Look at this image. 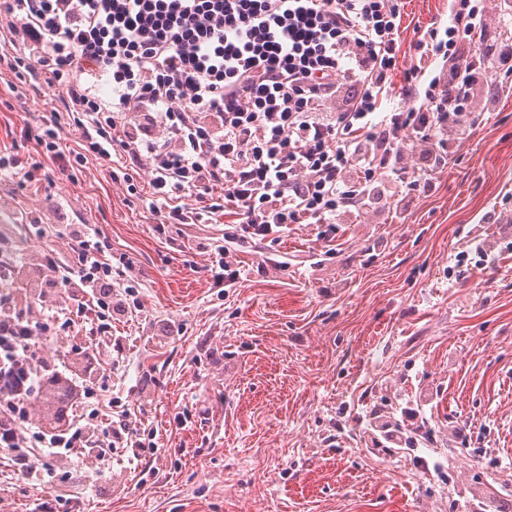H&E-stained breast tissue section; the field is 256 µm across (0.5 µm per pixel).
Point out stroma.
<instances>
[{
	"label": "stroma",
	"instance_id": "1",
	"mask_svg": "<svg viewBox=\"0 0 512 512\" xmlns=\"http://www.w3.org/2000/svg\"><path fill=\"white\" fill-rule=\"evenodd\" d=\"M447 19L448 0H403L399 69L415 32ZM494 89L408 209L342 224L331 254L291 225L273 248L288 269L259 274L242 254L250 274L227 290L209 271L223 223L156 232L147 175L134 195L94 159L73 177L0 179L20 213L68 200L63 223L98 225L113 266L141 271L142 311L112 325L114 394L158 451L115 456L95 488L66 477L81 512H454L465 499L512 512V75ZM61 109L0 65V151L35 154L22 129ZM475 236L487 264L465 251ZM420 399L432 444L372 445L371 411Z\"/></svg>",
	"mask_w": 512,
	"mask_h": 512
}]
</instances>
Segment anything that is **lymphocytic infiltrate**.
<instances>
[{"instance_id": "1", "label": "lymphocytic infiltrate", "mask_w": 512, "mask_h": 512, "mask_svg": "<svg viewBox=\"0 0 512 512\" xmlns=\"http://www.w3.org/2000/svg\"><path fill=\"white\" fill-rule=\"evenodd\" d=\"M448 11L401 71V0H0V43L64 108L23 130L36 156H0V174L32 182L91 157L128 186L147 172L157 232L223 216L212 277L234 287L239 252L273 248L289 225L330 243L386 191L430 189L428 171L469 125L468 94L512 73L511 48L474 41L485 0H448ZM398 73L413 104L382 111ZM64 115L81 151L62 145ZM60 237L63 254L0 248V467L34 490L64 469L95 484L114 449L138 462L146 446L142 424L112 417V319L142 306L135 263L113 267L96 225L65 224ZM401 414L383 440L432 441L420 410Z\"/></svg>"}]
</instances>
